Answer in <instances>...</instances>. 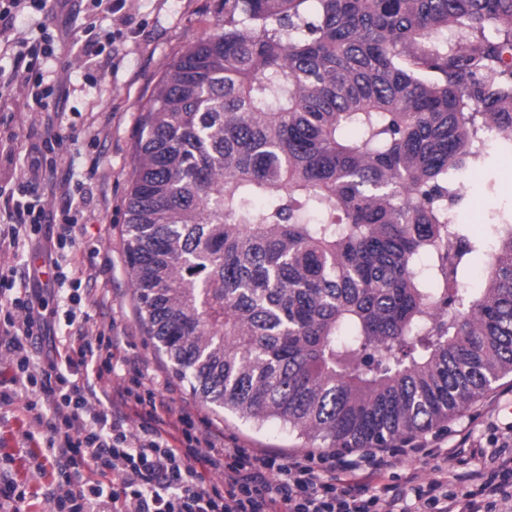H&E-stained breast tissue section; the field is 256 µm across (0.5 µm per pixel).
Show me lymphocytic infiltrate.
<instances>
[{
  "instance_id": "f902f5d3",
  "label": "lymphocytic infiltrate",
  "mask_w": 512,
  "mask_h": 512,
  "mask_svg": "<svg viewBox=\"0 0 512 512\" xmlns=\"http://www.w3.org/2000/svg\"><path fill=\"white\" fill-rule=\"evenodd\" d=\"M27 0H0V55H10L12 69L0 71V104L22 87L29 111L39 116L36 142L19 147L10 136L6 158L23 180L0 183V353L10 357L11 385L0 389V404L23 398V409L41 430L42 457L55 471L100 477L93 487L56 486L48 501L52 512H398L412 500V512H512V437L494 451L462 438L453 448L435 446L424 436H410L385 448H349L283 457L254 448H229L217 438L201 439L198 424L184 406L164 395L143 371H118L113 350L117 337L86 329L92 301L89 272L72 268L66 257L76 244L83 220V181L63 170L70 140L65 113L53 110V98L67 85L56 74L61 43L35 45L18 36L16 20ZM126 0H95L78 25L87 84L106 71L99 57L97 10L120 11ZM51 175L58 200L47 210L39 191ZM57 226L49 236L44 262L53 269V286L18 285L10 256L39 238L44 225ZM63 303L69 354L50 350L36 359L29 352L50 330L41 310L49 297ZM118 389L108 390L112 379ZM140 421L138 433L127 427ZM481 458L469 476L470 487L455 488L442 465L463 457ZM407 460L433 464L434 478L410 487L378 486L377 481ZM346 473L345 481L332 477ZM210 473L222 474L207 483ZM111 477L104 486L103 477Z\"/></svg>"
}]
</instances>
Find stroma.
<instances>
[{
    "mask_svg": "<svg viewBox=\"0 0 512 512\" xmlns=\"http://www.w3.org/2000/svg\"><path fill=\"white\" fill-rule=\"evenodd\" d=\"M73 7L72 0H63L48 15L28 10L22 25L34 36L40 28H47L66 44L59 62L70 95L57 99L56 107L66 114L74 138L67 158L73 161L77 176L93 190L76 246L67 260L79 269L91 265L97 269L91 288L98 302L88 309L89 328L111 329L123 336V343L114 351L116 360H137L151 377L170 384L174 398L194 414L201 436L220 434L226 445L263 448L282 456L321 449V441L308 440L279 420L249 423L203 404L188 383L173 375L134 309L125 262V203L140 111L168 64L223 19L224 0H127L125 10L134 22L125 36L123 52L113 57L105 79L92 87L82 78L83 61L72 46L75 31L69 18ZM463 183L467 195L463 217L476 234H484L492 210L512 209V155L498 154L491 167L469 169ZM498 388L503 392L499 404L478 401L439 425L448 443L468 434L490 451L498 439L512 435V376ZM35 430L18 404L0 407V474L25 486V512H49L46 491L53 477L37 471L36 445L25 439Z\"/></svg>",
    "mask_w": 512,
    "mask_h": 512,
    "instance_id": "1",
    "label": "stroma"
}]
</instances>
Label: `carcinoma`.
<instances>
[{"label":"carcinoma","instance_id":"1","mask_svg":"<svg viewBox=\"0 0 512 512\" xmlns=\"http://www.w3.org/2000/svg\"><path fill=\"white\" fill-rule=\"evenodd\" d=\"M486 133L512 153V0H224L139 118L145 333L204 404L331 448L448 421L512 376V212L458 214Z\"/></svg>","mask_w":512,"mask_h":512}]
</instances>
